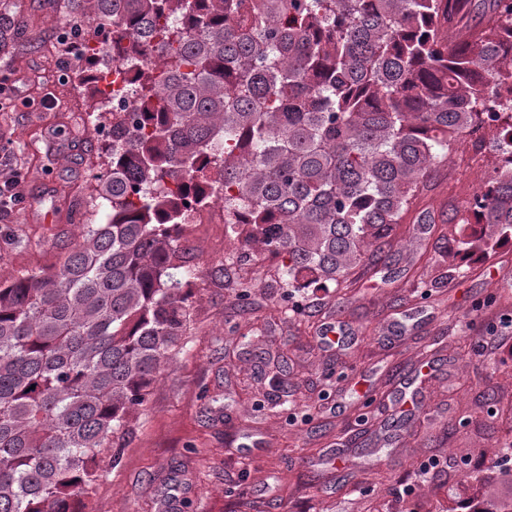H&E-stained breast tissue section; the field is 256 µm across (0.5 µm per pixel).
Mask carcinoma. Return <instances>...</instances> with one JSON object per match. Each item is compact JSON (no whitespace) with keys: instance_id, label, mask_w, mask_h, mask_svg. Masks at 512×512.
Returning <instances> with one entry per match:
<instances>
[{"instance_id":"cac0c4a2","label":"carcinoma","mask_w":512,"mask_h":512,"mask_svg":"<svg viewBox=\"0 0 512 512\" xmlns=\"http://www.w3.org/2000/svg\"><path fill=\"white\" fill-rule=\"evenodd\" d=\"M453 38L471 0H70L112 71L83 68L112 113L97 176L107 223L52 266L0 282V512H84L105 458L183 348L186 207L224 186L231 236L290 288L348 291L395 252L419 185L485 129L512 148V0ZM176 185L173 190L170 185ZM512 241V160L470 202ZM281 355L269 381L288 386Z\"/></svg>"}]
</instances>
